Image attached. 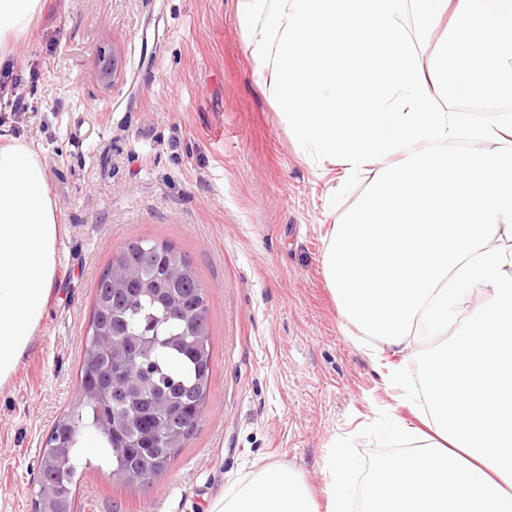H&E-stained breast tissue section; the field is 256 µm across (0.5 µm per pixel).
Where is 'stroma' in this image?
<instances>
[{
  "instance_id": "stroma-1",
  "label": "stroma",
  "mask_w": 512,
  "mask_h": 512,
  "mask_svg": "<svg viewBox=\"0 0 512 512\" xmlns=\"http://www.w3.org/2000/svg\"><path fill=\"white\" fill-rule=\"evenodd\" d=\"M11 63L28 110L0 144L42 156L63 226L50 304L0 387V512H34L39 452L79 391L97 280L137 239L166 242L208 295L212 375L194 431L153 483L128 486L99 453L76 512H209L265 467L315 500L342 444L356 484L396 450L398 405L342 328L322 239L368 174L300 152L255 73L234 0H46ZM118 60L112 82L103 64Z\"/></svg>"
}]
</instances>
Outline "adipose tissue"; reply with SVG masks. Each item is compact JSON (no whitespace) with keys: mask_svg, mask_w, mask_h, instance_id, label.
Segmentation results:
<instances>
[{"mask_svg":"<svg viewBox=\"0 0 512 512\" xmlns=\"http://www.w3.org/2000/svg\"><path fill=\"white\" fill-rule=\"evenodd\" d=\"M43 0H0V61ZM243 37L289 134L320 163L370 171L323 252L354 342L401 404L424 394L412 452L387 456L363 512H512V120L470 123L465 90L512 102V0H235ZM430 69L418 50L440 23ZM469 137L484 149L459 152ZM61 226L32 145H0V386L27 355L50 301ZM479 307L460 316L466 292ZM443 342L420 349L422 336ZM325 512H350L354 467L329 448ZM210 512H316L286 467H267Z\"/></svg>","mask_w":512,"mask_h":512,"instance_id":"obj_1","label":"adipose tissue"}]
</instances>
